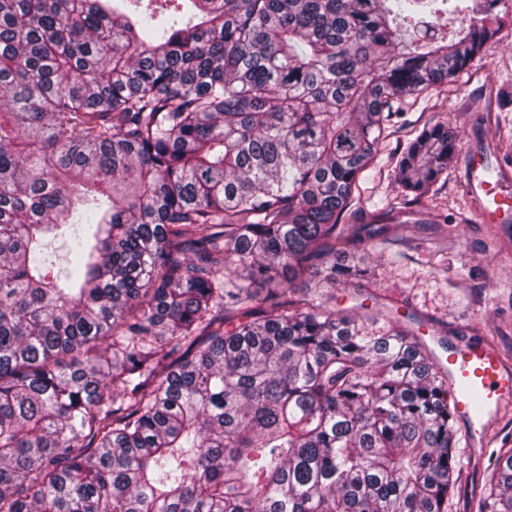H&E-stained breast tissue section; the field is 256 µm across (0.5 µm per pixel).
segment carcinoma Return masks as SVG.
I'll return each mask as SVG.
<instances>
[{
    "instance_id": "1",
    "label": "carcinoma",
    "mask_w": 512,
    "mask_h": 512,
    "mask_svg": "<svg viewBox=\"0 0 512 512\" xmlns=\"http://www.w3.org/2000/svg\"><path fill=\"white\" fill-rule=\"evenodd\" d=\"M508 2L0 0V512H448L447 378L328 304L399 101ZM458 149L416 131L404 200Z\"/></svg>"
}]
</instances>
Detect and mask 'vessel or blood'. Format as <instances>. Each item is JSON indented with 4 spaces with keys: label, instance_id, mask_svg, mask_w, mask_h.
<instances>
[{
    "label": "vessel or blood",
    "instance_id": "vessel-or-blood-1",
    "mask_svg": "<svg viewBox=\"0 0 512 512\" xmlns=\"http://www.w3.org/2000/svg\"><path fill=\"white\" fill-rule=\"evenodd\" d=\"M467 184L481 223L512 217V194L503 191L502 177L486 174L478 159L470 161ZM445 369L457 415L470 429L472 446L481 447L497 409L512 403V367L492 347L470 343L449 347Z\"/></svg>",
    "mask_w": 512,
    "mask_h": 512
}]
</instances>
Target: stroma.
Here are the masks:
<instances>
[{"label": "stroma", "instance_id": "obj_1", "mask_svg": "<svg viewBox=\"0 0 512 512\" xmlns=\"http://www.w3.org/2000/svg\"><path fill=\"white\" fill-rule=\"evenodd\" d=\"M431 121L447 122L461 147L432 198L401 206L391 156L399 142ZM512 137V24H505L485 54L448 85L405 99L392 137L380 147L376 168L362 184L356 223L383 214L386 242L361 244L357 259L372 266L369 287L336 286L340 313L368 308L393 315L434 351L447 344L483 340L512 362V222L477 223L465 183L472 154L496 171L512 173V159L497 151ZM512 448V407L501 412L482 459L458 451L466 466L448 512H477L485 477L502 447Z\"/></svg>", "mask_w": 512, "mask_h": 512}]
</instances>
